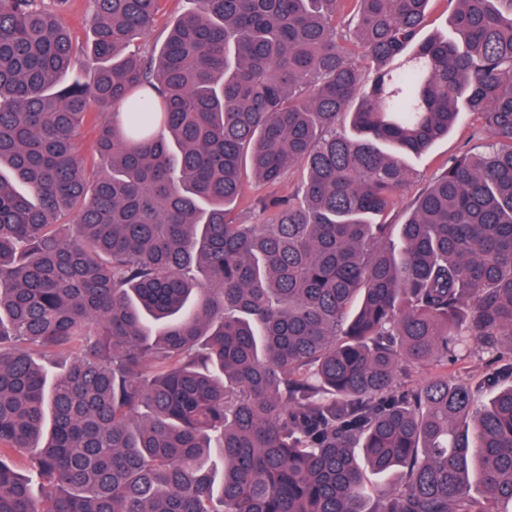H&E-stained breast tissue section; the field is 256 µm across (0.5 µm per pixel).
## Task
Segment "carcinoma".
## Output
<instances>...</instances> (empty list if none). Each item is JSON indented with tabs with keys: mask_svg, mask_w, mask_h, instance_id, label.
<instances>
[{
	"mask_svg": "<svg viewBox=\"0 0 512 512\" xmlns=\"http://www.w3.org/2000/svg\"><path fill=\"white\" fill-rule=\"evenodd\" d=\"M67 2L0 0V512H512V0ZM70 6L64 14L65 22L71 27L73 36L79 43L90 39L91 32L86 24L89 11L88 0H69ZM193 5L188 0H165L162 3V10L158 15L156 23L151 32L145 37L136 40L129 47L135 53L147 54L154 44L159 47L165 38L167 26L182 12L191 9ZM452 5L445 0H434L430 4L427 23L422 30L421 36L428 38L436 35L443 38H452L453 29L451 26ZM460 120L449 133L448 137L440 139L426 153L419 156H409L408 162L415 172V179L405 197L415 195L428 184L438 173L441 165L448 157L459 155L466 151L484 150L491 143L488 134L481 139L473 138L474 130L481 126L480 116L468 112L462 103H459ZM298 178L299 172L293 171L278 186L270 188L267 185L256 182L253 178L250 177L244 182V198L246 202L253 204L257 199L271 193H275L279 196H288V193L291 192ZM490 357L488 354H470L464 356V359L459 361L456 365L448 364V377L457 375H473L479 376L482 374L487 365L490 363Z\"/></svg>",
	"mask_w": 512,
	"mask_h": 512,
	"instance_id": "1",
	"label": "carcinoma"
}]
</instances>
